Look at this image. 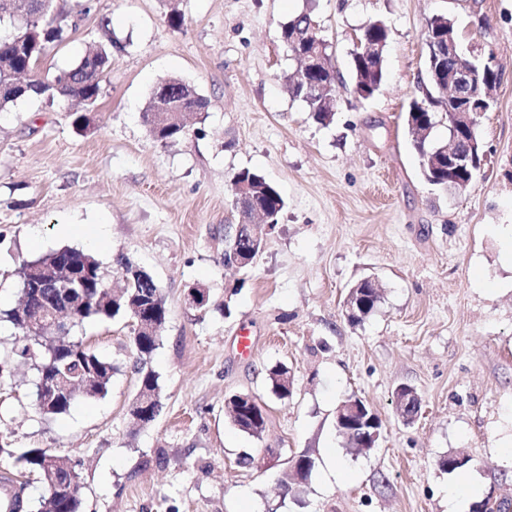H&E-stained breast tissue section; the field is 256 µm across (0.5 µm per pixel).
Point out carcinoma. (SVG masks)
I'll use <instances>...</instances> for the list:
<instances>
[{
  "label": "carcinoma",
  "mask_w": 512,
  "mask_h": 512,
  "mask_svg": "<svg viewBox=\"0 0 512 512\" xmlns=\"http://www.w3.org/2000/svg\"><path fill=\"white\" fill-rule=\"evenodd\" d=\"M12 9H23L27 19L13 25V32L7 36H0V84L11 82L12 73L20 69L33 71L39 59L47 48L62 39L65 21L56 10L54 0H48V6L41 7V0H11ZM314 17L309 11H302L281 25V40L287 51H292L289 41L296 32L309 34V24ZM428 32L432 35L446 36L454 31L453 24L445 15L435 16L427 21ZM318 44L324 47V55L320 57L317 69L307 72L308 80L319 86L315 94L307 95L301 89L296 74L286 77L289 93L301 99L307 106L311 118L318 124H330L335 115L337 104V84L340 73L333 63L332 54L329 53V44L320 35L315 34ZM112 66V47L100 46L84 54L80 60L69 69L57 74L48 82L25 80V85L3 88L0 90V110H3L22 99L46 95L66 99H78L85 105L92 107L96 104L101 91V82ZM385 65L382 61H373L369 58H351L350 77L353 84L360 83L369 86L368 95H373L385 82ZM438 90L436 84H431V90L421 99H414L408 107L411 115L404 116V122L411 137V144L419 157L434 153L446 145L434 136L437 108L441 106L440 97L433 95ZM154 98H149L141 116L150 135L163 144H173L182 139L189 128L186 124L175 122L160 126L156 123L155 113L152 112ZM239 183L249 186L254 194L255 202L264 212L265 223H278V215L283 209V199L279 192L262 176L244 169L235 175ZM41 270L62 277L71 276L76 279L72 292L78 301L76 316L71 319L74 327H79L92 320H109L116 317H131L126 307L129 299H135L142 293L150 294L153 300L145 305L152 311L158 323L157 329L151 334H141L139 338L130 340L133 357V371L138 375V386L156 395L160 394L158 376L147 368L148 361L159 346V338L168 318V309L163 293L155 288L129 281L123 288V296L119 303L108 299L105 282V271L100 262L91 254L70 247L53 250L41 257ZM356 300L359 301L357 313L348 317L353 323H359L368 317L377 307L382 295L377 280L365 277L355 285ZM6 321L13 328L25 336L33 344L43 346L44 329L41 326H24L16 318V308L4 313ZM53 361L50 369L60 376L77 384L79 393L87 399H94L105 395L112 381V375L118 371L111 360L99 355L82 340H73L69 333H59L53 344ZM268 379L272 392L283 399L290 394V381L288 369L275 366L268 372ZM33 405L36 411L45 418H54L69 412L73 402L63 399L49 402L39 393H34ZM232 424L240 431L258 437L265 430L266 409L264 404L256 397L252 404L246 407V412L230 409L225 405ZM46 451L41 448H26L16 457L18 469L31 475L42 476L44 456ZM61 466L56 468V477L65 492L57 500L49 502V512H79V474L63 457L59 458Z\"/></svg>",
  "instance_id": "obj_1"
}]
</instances>
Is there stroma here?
Returning a JSON list of instances; mask_svg holds the SVG:
<instances>
[{"instance_id": "obj_1", "label": "stroma", "mask_w": 512, "mask_h": 512, "mask_svg": "<svg viewBox=\"0 0 512 512\" xmlns=\"http://www.w3.org/2000/svg\"><path fill=\"white\" fill-rule=\"evenodd\" d=\"M88 14H80L81 4ZM72 15L41 58L51 77L113 41L112 68L93 120L79 105L32 98L0 112V473L15 451L45 448L80 475L81 512H448L447 454L469 457L487 498L512 501V268L492 229L512 224V0H56ZM311 10L340 73L361 27L390 29L386 80L372 98L339 88L322 126L290 96L297 63L280 26ZM184 16L171 26V11ZM444 14L502 70L480 118L487 163L461 194L429 185L404 125L425 65L426 22ZM177 76L209 101L205 120L162 145L141 112L152 89ZM263 176L284 207L252 268L224 264V227L238 223L232 180ZM71 225L60 234L61 225ZM91 251L121 286L127 256L161 287L168 319L150 367L159 377L156 420L133 427L137 392L127 318L77 329L119 370L107 394L58 418L33 405L37 372L15 359L25 343L3 313L20 295L17 271L52 250ZM383 289L374 313L349 322L343 301L358 280ZM207 290V310L187 304ZM250 356L237 348L240 330ZM285 365L291 393L271 391ZM421 399L418 418L394 411L399 386ZM261 397L266 429L239 432L225 398ZM350 396L382 421L375 448L350 453L336 408ZM314 467L299 492L280 485L289 459ZM249 465H240L242 456ZM349 480L329 477V458Z\"/></svg>"}]
</instances>
